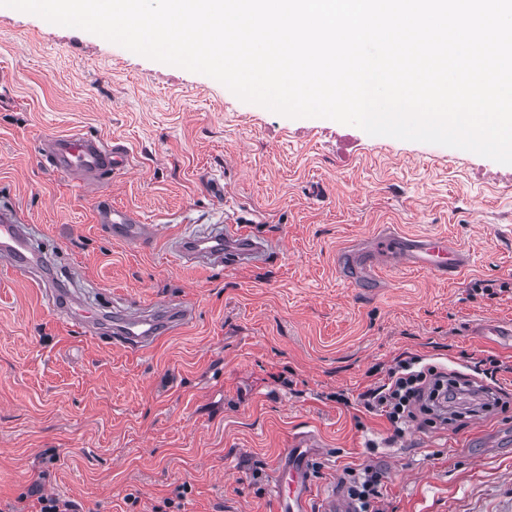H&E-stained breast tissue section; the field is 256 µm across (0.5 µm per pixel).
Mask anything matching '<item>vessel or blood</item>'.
<instances>
[{"label": "vessel or blood", "instance_id": "1", "mask_svg": "<svg viewBox=\"0 0 512 512\" xmlns=\"http://www.w3.org/2000/svg\"><path fill=\"white\" fill-rule=\"evenodd\" d=\"M43 164L56 172L77 175L83 189H94L103 174L119 172L128 165L123 145H107L77 134L48 137L42 153ZM115 238L146 244L151 238L148 225L135 212L118 208L110 200H101L97 211ZM177 256L198 263L211 256L228 266H254L271 255L268 240L253 237L240 224H215L207 231L179 238L174 244ZM469 260L468 255L444 235L379 237L369 251L371 264L390 262L398 266L422 269L439 280L456 278ZM0 263L19 272L44 268L45 253L31 245L29 225L7 210L0 212ZM192 319L183 305L161 303L140 313L113 314V342L130 351H141L156 343L161 335L181 330ZM307 439L292 440L278 465L272 495L278 512H308L311 474Z\"/></svg>", "mask_w": 512, "mask_h": 512}]
</instances>
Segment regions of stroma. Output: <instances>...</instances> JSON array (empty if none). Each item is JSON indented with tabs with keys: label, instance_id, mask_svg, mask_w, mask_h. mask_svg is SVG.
I'll use <instances>...</instances> for the list:
<instances>
[{
	"label": "stroma",
	"instance_id": "35a3bbf8",
	"mask_svg": "<svg viewBox=\"0 0 512 512\" xmlns=\"http://www.w3.org/2000/svg\"><path fill=\"white\" fill-rule=\"evenodd\" d=\"M120 142L113 205L157 229L148 247L96 222V195L40 162L44 139ZM70 289L52 311L0 264V512L31 489L82 512H275L271 479L292 439L316 445L309 512L345 467L384 472L380 512H512V405L414 422L397 437L356 402L399 360L468 376L471 401L512 365V165L459 149L293 118L201 73L0 6V210ZM234 220L273 243L254 267H186L175 238ZM438 233L471 253L457 279L379 268L336 275V251L377 233ZM171 302L193 318L151 348L114 347L116 310ZM97 314L91 335L78 312ZM345 402H337V395Z\"/></svg>",
	"mask_w": 512,
	"mask_h": 512
}]
</instances>
